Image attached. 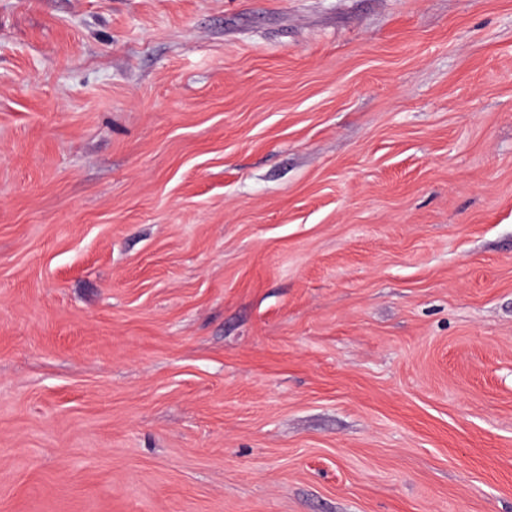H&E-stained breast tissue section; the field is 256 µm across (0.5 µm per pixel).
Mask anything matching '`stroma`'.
<instances>
[{
	"label": "stroma",
	"mask_w": 512,
	"mask_h": 512,
	"mask_svg": "<svg viewBox=\"0 0 512 512\" xmlns=\"http://www.w3.org/2000/svg\"><path fill=\"white\" fill-rule=\"evenodd\" d=\"M0 512H512V0H0Z\"/></svg>",
	"instance_id": "35a3bbf8"
}]
</instances>
